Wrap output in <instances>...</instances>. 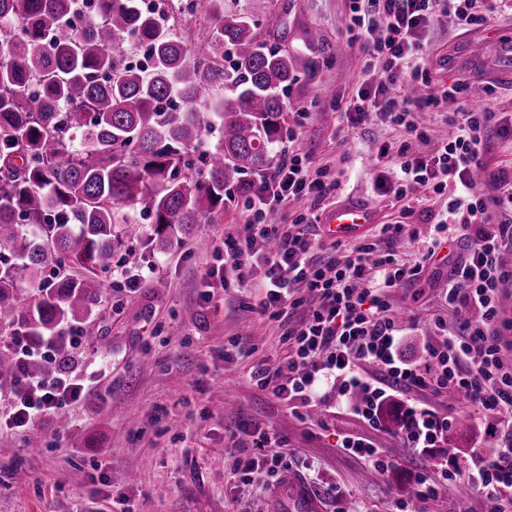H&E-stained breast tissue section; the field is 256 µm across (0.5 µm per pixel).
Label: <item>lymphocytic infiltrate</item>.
<instances>
[{"instance_id":"lymphocytic-infiltrate-1","label":"lymphocytic infiltrate","mask_w":512,"mask_h":512,"mask_svg":"<svg viewBox=\"0 0 512 512\" xmlns=\"http://www.w3.org/2000/svg\"><path fill=\"white\" fill-rule=\"evenodd\" d=\"M439 13L459 27L488 21L482 0H352L345 26L351 45L367 60L383 63L380 78L360 86L347 106L351 126L379 116L401 129L398 199L419 188L448 198L446 216L436 222L432 242L418 260L405 264L396 259L392 246L404 230L400 224L382 225L380 245H367L354 256H330L321 249L313 217H299L286 226L275 223L274 215L288 199L322 197L335 188L313 173L306 154L290 148L252 186L245 224L225 236L223 261L209 266L207 273L219 276L222 285L242 286L254 269H262V293L252 310L279 321L289 350L284 368L260 361L250 378L289 408L311 407L332 397L337 407L376 430L392 393L417 389L456 394L487 419L489 437L500 441L498 451L464 464L443 455L435 472L418 476L413 500L396 501L395 512H417L419 504L439 497L452 483L483 494L492 512H512V365L504 361L501 346L512 318L500 307L501 288L512 280V268L502 261V249L512 241V224L489 222L487 204L474 184L476 173L486 168L487 132L512 135V119L470 108L460 100L464 89L459 85L430 90L419 99L409 96ZM447 97L459 102L448 117L452 136L435 151L413 150V140L424 136L420 112ZM447 242L465 245L464 254L449 263L448 287L441 297L457 321L450 325L435 319L443 337L429 343L424 361L411 363L399 353L402 328L387 291L413 281ZM11 342L22 354L12 373L9 423L28 430L43 412L77 400L82 390L64 378L31 374L27 364L34 344L25 336ZM368 366L376 368L375 377L365 376ZM449 426L448 414L415 405L405 409L399 435L406 447L428 451L440 446ZM274 443V436L258 434L255 454L237 462L241 480L262 467L271 473L287 469V456Z\"/></svg>"}]
</instances>
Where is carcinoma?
Listing matches in <instances>:
<instances>
[{
    "instance_id": "cac0c4a2",
    "label": "carcinoma",
    "mask_w": 512,
    "mask_h": 512,
    "mask_svg": "<svg viewBox=\"0 0 512 512\" xmlns=\"http://www.w3.org/2000/svg\"><path fill=\"white\" fill-rule=\"evenodd\" d=\"M91 2L83 15L80 0H0V248L22 260L0 267V309L17 312L0 336H53L69 323L99 336L90 311L102 274L120 251L141 260L129 246L140 228L122 208L140 206L151 243L169 248L224 207L240 175L271 167L281 140L294 60L258 41L255 23L224 14V0H194L212 21L211 51L197 54L140 0ZM132 39L147 45L149 67L123 63ZM203 107L222 135L197 170ZM20 270L49 273L38 300L19 296ZM56 351L36 366L46 377L72 361L65 342Z\"/></svg>"
}]
</instances>
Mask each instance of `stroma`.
Instances as JSON below:
<instances>
[{
    "mask_svg": "<svg viewBox=\"0 0 512 512\" xmlns=\"http://www.w3.org/2000/svg\"><path fill=\"white\" fill-rule=\"evenodd\" d=\"M224 11L250 18L258 41L297 57L283 138L295 140L314 168L338 183L323 198L290 199L280 223L306 214L321 219L339 205H364L374 210L375 224L339 242L320 235L324 253L356 254L378 241L380 225L403 224L409 236L397 242V258L414 261L428 245L442 205L422 188L400 200L376 187L381 178L394 183L399 169L395 160L376 161L373 145L395 149L402 136L379 121L351 128L342 108L366 79V61L344 30L351 0H224ZM165 16L194 52L208 50L211 22L192 12L189 0H169ZM313 32L319 35L314 43L308 40ZM508 35L512 0H498L490 22L472 30L437 17L417 96L459 83L471 107L512 114V75L497 53ZM485 154L480 186L490 198L497 179L512 180V140L489 133ZM244 202L237 189H228L223 210L165 251L154 249L152 229L144 227L135 242L144 256L141 265L113 262L92 312L104 343L74 348L69 369L82 379L85 396L38 420L39 447L30 446L23 431L0 426V512H120L125 504L133 512H291L297 492L315 500L318 512L338 506L345 512H391L396 500L408 498L414 475L430 470L442 453H491L494 441L481 414L452 396L399 393L381 429L371 432L354 415L325 405L298 416L252 384L249 370L257 361L284 364L288 345L281 329L251 312L253 286L218 288L209 299L201 290L214 249L245 221ZM132 277L140 286L130 293L125 284ZM447 285L448 265L437 256L416 280L389 289L405 358L421 360L434 334L430 321L447 317L440 304ZM410 401L451 412L469 426L449 429L443 449L429 455L403 447L395 431ZM257 430L285 440L295 464L283 482L263 474L249 482L235 478L234 461ZM366 431L396 462L374 478L364 461L336 446L339 435Z\"/></svg>",
    "mask_w": 512,
    "mask_h": 512,
    "instance_id": "stroma-1",
    "label": "stroma"
}]
</instances>
